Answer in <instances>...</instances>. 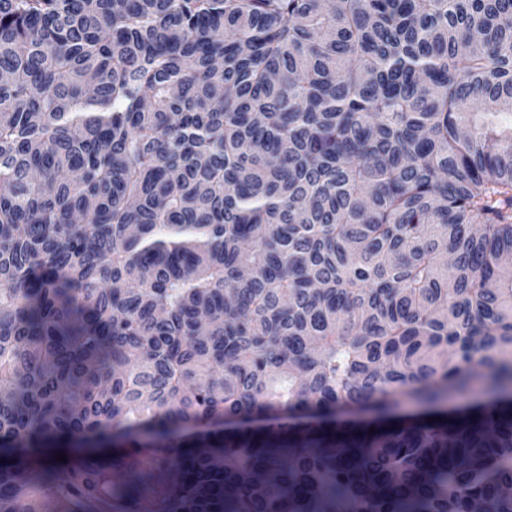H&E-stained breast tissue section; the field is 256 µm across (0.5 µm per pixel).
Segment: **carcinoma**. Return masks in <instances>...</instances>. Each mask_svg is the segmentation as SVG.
Segmentation results:
<instances>
[{
    "label": "carcinoma",
    "mask_w": 512,
    "mask_h": 512,
    "mask_svg": "<svg viewBox=\"0 0 512 512\" xmlns=\"http://www.w3.org/2000/svg\"><path fill=\"white\" fill-rule=\"evenodd\" d=\"M508 256L512 0H0V512H512Z\"/></svg>",
    "instance_id": "1"
}]
</instances>
